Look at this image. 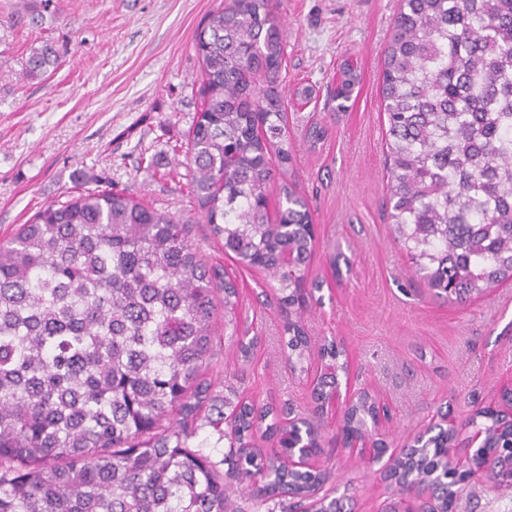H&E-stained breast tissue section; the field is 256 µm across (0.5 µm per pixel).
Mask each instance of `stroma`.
I'll use <instances>...</instances> for the list:
<instances>
[{
  "label": "stroma",
  "mask_w": 512,
  "mask_h": 512,
  "mask_svg": "<svg viewBox=\"0 0 512 512\" xmlns=\"http://www.w3.org/2000/svg\"><path fill=\"white\" fill-rule=\"evenodd\" d=\"M221 0H0V238L48 203L114 187L188 224L209 265L238 285L218 321L224 345L213 374L240 400L307 414L317 355L291 371L284 342L299 320L312 347L336 339L350 388L388 403L390 452L439 413L467 424L512 383V282L460 304L433 295L395 242L386 216L382 53L398 0H279L287 88L310 84L307 106L289 102L288 169L315 228L305 301L282 312L270 274L225 254L189 204L185 155L200 108L196 33ZM51 45L57 67L30 78L34 49ZM359 82L345 109L331 93L340 66ZM320 138H313V129ZM261 337L249 361L241 334ZM340 417L325 418L315 465L347 512H381L394 489L359 449L344 447ZM454 512H512V485L479 486Z\"/></svg>",
  "instance_id": "35a3bbf8"
}]
</instances>
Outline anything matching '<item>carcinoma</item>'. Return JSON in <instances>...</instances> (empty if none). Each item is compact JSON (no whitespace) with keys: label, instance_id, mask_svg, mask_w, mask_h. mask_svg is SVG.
Segmentation results:
<instances>
[{"label":"carcinoma","instance_id":"carcinoma-1","mask_svg":"<svg viewBox=\"0 0 512 512\" xmlns=\"http://www.w3.org/2000/svg\"><path fill=\"white\" fill-rule=\"evenodd\" d=\"M200 110L188 132L187 185L210 234L238 263L278 282L289 309L306 279L312 218L296 182L268 188L290 163L286 55L276 0H223L197 34ZM33 51L29 77L55 64ZM332 99L358 83L346 66ZM387 124L389 218L437 297L459 303L512 281V0H401L381 73ZM293 256L284 270L282 258ZM234 283L207 265L187 226L114 188L87 190L36 212L0 241V512H235V494L267 512H297L283 497L325 472H288L281 455L247 448L286 436L267 406L233 401L202 377L223 337L218 303ZM292 367L309 339L288 323ZM207 423L229 442L217 463L193 444ZM235 414L224 430V409ZM179 418L163 422L171 413ZM486 447L512 446L486 419ZM448 436L401 464L399 495L445 466ZM227 469L220 468V464ZM492 470L460 483L457 499Z\"/></svg>","mask_w":512,"mask_h":512}]
</instances>
